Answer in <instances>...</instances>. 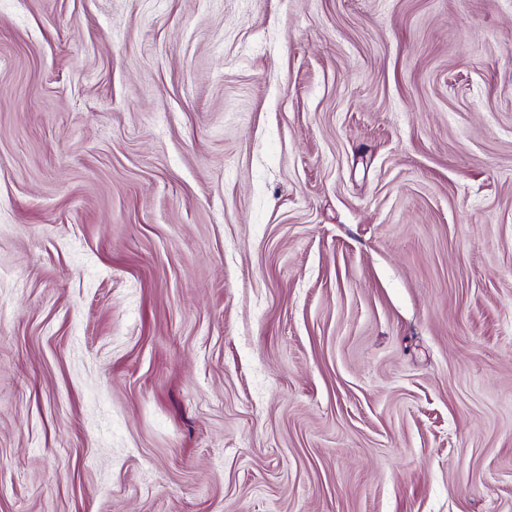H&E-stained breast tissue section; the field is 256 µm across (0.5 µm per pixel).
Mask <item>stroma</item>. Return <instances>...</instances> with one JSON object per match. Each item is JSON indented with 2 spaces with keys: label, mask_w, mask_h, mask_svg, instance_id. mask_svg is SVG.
I'll use <instances>...</instances> for the list:
<instances>
[{
  "label": "stroma",
  "mask_w": 512,
  "mask_h": 512,
  "mask_svg": "<svg viewBox=\"0 0 512 512\" xmlns=\"http://www.w3.org/2000/svg\"><path fill=\"white\" fill-rule=\"evenodd\" d=\"M0 512H512V0H0Z\"/></svg>",
  "instance_id": "1"
}]
</instances>
